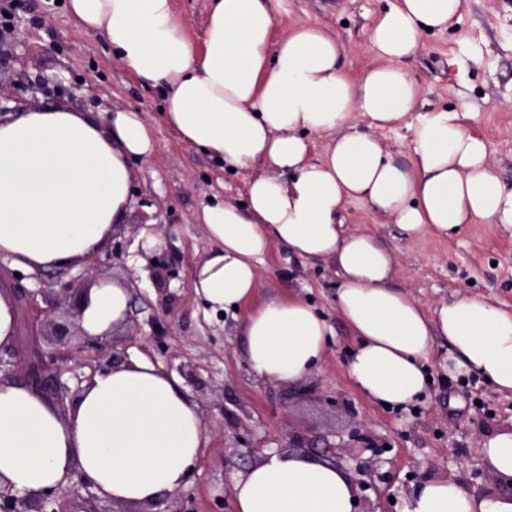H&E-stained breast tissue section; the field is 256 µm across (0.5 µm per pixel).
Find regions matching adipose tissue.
<instances>
[{
  "mask_svg": "<svg viewBox=\"0 0 512 512\" xmlns=\"http://www.w3.org/2000/svg\"><path fill=\"white\" fill-rule=\"evenodd\" d=\"M84 29L158 88L166 124L181 142L254 170L243 206L221 201L200 220L212 250L192 270L213 310L248 301L271 244L330 260L336 309L357 339L347 372L368 399L407 410L428 392L436 341L450 375L476 374L512 395V308L458 296L427 312L393 288L395 251L373 233L344 228L349 205L391 218L406 236L449 237L468 224H512V187L488 165L489 145L457 105L411 125L412 166L399 164L375 129L406 122L418 91L406 64L425 32H440L462 0H399L371 35L379 66L350 80L343 46L318 24L273 40L277 0H212L201 46L186 37L174 0H67ZM360 113L369 130L351 124ZM327 136L314 154L311 135ZM155 149L139 113L95 116L61 107L0 121V256L29 268H65L102 251L131 204L132 164ZM125 284L92 288L82 329L122 322ZM329 326L299 299L269 301L243 325V356L258 376L292 384L320 362ZM205 445L201 412L177 377L138 357L98 372L68 411L17 380L0 381V486L35 500L89 482L99 497L146 504L180 492ZM502 490L472 493L452 480L424 481L407 512H512V429L482 450ZM350 472L306 454H272L238 474L235 512H353Z\"/></svg>",
  "mask_w": 512,
  "mask_h": 512,
  "instance_id": "ef3b65f1",
  "label": "adipose tissue"
}]
</instances>
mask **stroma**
I'll return each instance as SVG.
<instances>
[{"mask_svg":"<svg viewBox=\"0 0 512 512\" xmlns=\"http://www.w3.org/2000/svg\"><path fill=\"white\" fill-rule=\"evenodd\" d=\"M395 0H280L275 37L318 24L345 46L342 68L357 80L378 65L370 34L378 15ZM469 45L481 47L477 64L457 74L449 59ZM407 70L419 90L417 115L457 104L466 126L489 143L490 166L512 182V0H466L452 26L421 39ZM46 106L82 112H139L153 129V155L133 165V204L114 236L122 253L95 265L66 269L22 268L24 284L41 292L56 320L67 317L59 281L94 285L111 278L130 288V309L110 338L123 364L135 356L179 377L200 407L206 430L201 457L188 484L169 499L171 512H233L239 472L267 451L324 456L357 469L355 512H406L413 490L426 479L459 482L470 491L500 489L481 449L495 432L512 428V395L484 380L458 382L448 373V345L437 342L429 363L427 397L416 410L372 403L349 381L346 364L355 338L336 312V266L309 262L271 245L259 266L254 304L299 297L327 319L332 336L321 363L285 386L253 374L242 353L246 309L225 314L202 305L190 272L211 248L198 216L215 197L242 203L251 171L226 173L221 163L178 139L162 119V100L109 51L103 36L82 29L61 0L42 8L23 0L15 40L0 47V121ZM149 216L165 241L162 260L173 276L156 282L138 253ZM351 232L371 231L398 257L393 285L431 309L456 295L485 297L512 307V226L471 224L458 236L401 235L365 207L349 206Z\"/></svg>","mask_w":512,"mask_h":512,"instance_id":"obj_1","label":"stroma"}]
</instances>
